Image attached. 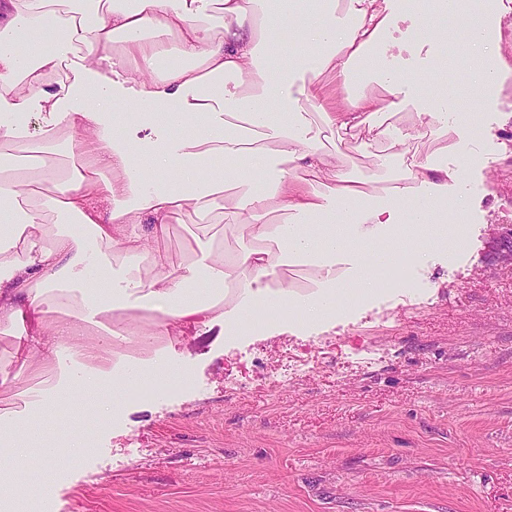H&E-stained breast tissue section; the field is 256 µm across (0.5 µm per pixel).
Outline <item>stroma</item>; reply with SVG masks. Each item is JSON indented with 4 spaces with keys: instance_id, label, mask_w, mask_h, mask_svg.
Here are the masks:
<instances>
[{
    "instance_id": "stroma-1",
    "label": "stroma",
    "mask_w": 512,
    "mask_h": 512,
    "mask_svg": "<svg viewBox=\"0 0 512 512\" xmlns=\"http://www.w3.org/2000/svg\"><path fill=\"white\" fill-rule=\"evenodd\" d=\"M509 103L512 76L447 107L495 128L454 187L462 249L321 322L181 337L187 381L108 421L45 409L44 434L82 431L85 451L31 453L21 512H512Z\"/></svg>"
}]
</instances>
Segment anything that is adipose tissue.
I'll list each match as a JSON object with an SVG mask.
<instances>
[{"instance_id": "obj_1", "label": "adipose tissue", "mask_w": 512, "mask_h": 512, "mask_svg": "<svg viewBox=\"0 0 512 512\" xmlns=\"http://www.w3.org/2000/svg\"><path fill=\"white\" fill-rule=\"evenodd\" d=\"M414 6L0 0V336L18 364L0 390L37 380L22 410L0 411V503L18 496L30 451L49 463L82 453L80 433L41 434L45 406L78 391L108 420L133 390L185 380L162 358L175 337L322 321L404 258L463 246L466 201L448 187L485 129L421 97L427 68L397 67L413 45L387 34ZM468 55L449 88L512 73L483 17ZM407 109L432 149L393 124ZM365 129L384 144L369 173L339 148ZM191 217L196 258L177 265L165 242ZM223 223L234 251L215 242Z\"/></svg>"}]
</instances>
